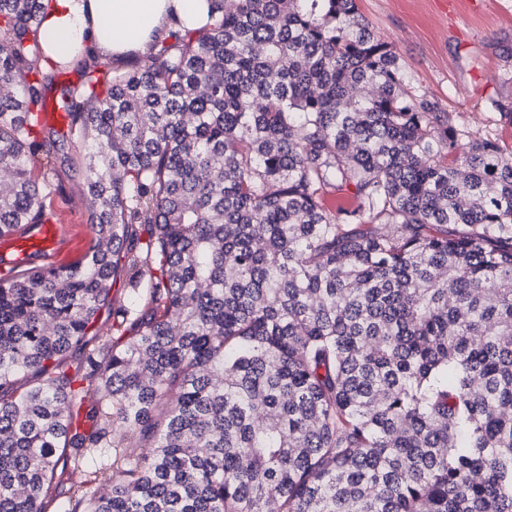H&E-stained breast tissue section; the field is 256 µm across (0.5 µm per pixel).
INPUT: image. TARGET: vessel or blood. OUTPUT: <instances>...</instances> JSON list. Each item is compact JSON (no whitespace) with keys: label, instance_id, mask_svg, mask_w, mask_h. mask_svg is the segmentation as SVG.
Instances as JSON below:
<instances>
[{"label":"vessel or blood","instance_id":"obj_1","mask_svg":"<svg viewBox=\"0 0 512 512\" xmlns=\"http://www.w3.org/2000/svg\"><path fill=\"white\" fill-rule=\"evenodd\" d=\"M62 241V227L53 221L27 224L0 245V256L21 267L33 262L52 265L63 248Z\"/></svg>","mask_w":512,"mask_h":512}]
</instances>
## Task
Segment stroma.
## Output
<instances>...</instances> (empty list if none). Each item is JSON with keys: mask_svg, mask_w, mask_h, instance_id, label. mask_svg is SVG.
Masks as SVG:
<instances>
[{"mask_svg": "<svg viewBox=\"0 0 512 512\" xmlns=\"http://www.w3.org/2000/svg\"><path fill=\"white\" fill-rule=\"evenodd\" d=\"M358 0L360 13L405 62L407 82L438 99L456 129L500 138L512 150V0ZM50 165L61 189L51 208L66 226L63 261L92 242L90 201L81 185L79 152Z\"/></svg>", "mask_w": 512, "mask_h": 512, "instance_id": "obj_1", "label": "stroma"}]
</instances>
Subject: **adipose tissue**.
<instances>
[{
    "mask_svg": "<svg viewBox=\"0 0 512 512\" xmlns=\"http://www.w3.org/2000/svg\"><path fill=\"white\" fill-rule=\"evenodd\" d=\"M38 38L48 53L75 58L90 51L125 59L144 51L179 18L185 28L209 23L208 0H42Z\"/></svg>",
    "mask_w": 512,
    "mask_h": 512,
    "instance_id": "adipose-tissue-1",
    "label": "adipose tissue"
}]
</instances>
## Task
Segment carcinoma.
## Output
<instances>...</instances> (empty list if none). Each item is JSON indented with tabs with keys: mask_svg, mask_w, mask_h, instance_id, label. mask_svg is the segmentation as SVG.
Segmentation results:
<instances>
[{
	"mask_svg": "<svg viewBox=\"0 0 512 512\" xmlns=\"http://www.w3.org/2000/svg\"><path fill=\"white\" fill-rule=\"evenodd\" d=\"M210 4L71 84L0 0V238L72 147L94 230L0 275V512H512V153L357 0Z\"/></svg>",
	"mask_w": 512,
	"mask_h": 512,
	"instance_id": "1",
	"label": "carcinoma"
}]
</instances>
